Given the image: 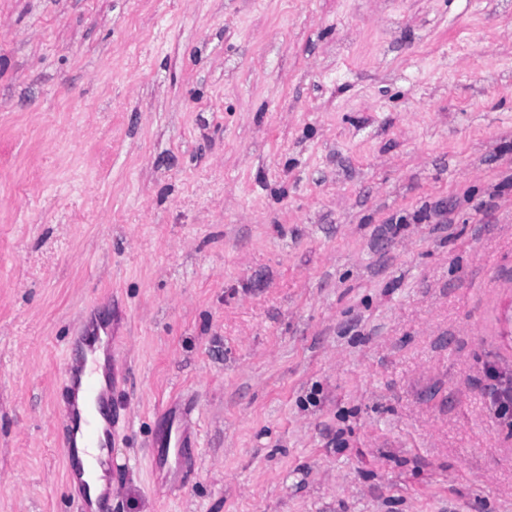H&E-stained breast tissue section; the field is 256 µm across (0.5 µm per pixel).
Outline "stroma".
Wrapping results in <instances>:
<instances>
[{"label": "stroma", "mask_w": 512, "mask_h": 512, "mask_svg": "<svg viewBox=\"0 0 512 512\" xmlns=\"http://www.w3.org/2000/svg\"><path fill=\"white\" fill-rule=\"evenodd\" d=\"M512 512V0H0V512ZM94 370L87 368L85 363L80 369H75L68 364L60 380L62 396L66 403V409L57 416L59 428L65 435L63 450L68 474L81 473L83 468L92 467L93 460L83 461L77 455L75 439L77 436L82 442H95L99 439V425L94 418H89L85 412L77 411L70 406L69 393L74 385H77L84 396L85 401H95L98 404L109 402V396L100 388L97 379L93 376ZM84 377V379H83Z\"/></svg>", "instance_id": "35a3bbf8"}]
</instances>
